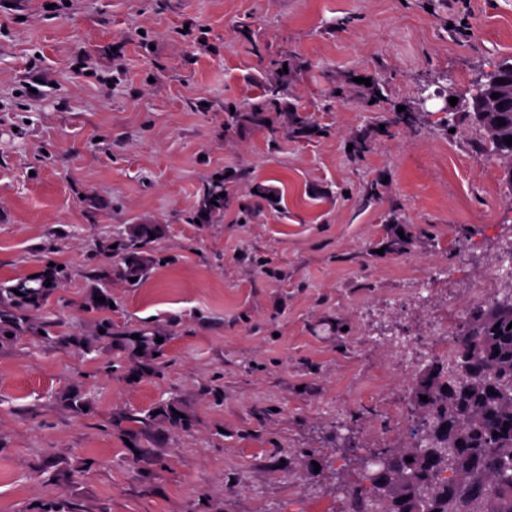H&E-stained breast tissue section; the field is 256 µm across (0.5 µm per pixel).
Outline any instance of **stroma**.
<instances>
[{
  "mask_svg": "<svg viewBox=\"0 0 512 512\" xmlns=\"http://www.w3.org/2000/svg\"><path fill=\"white\" fill-rule=\"evenodd\" d=\"M507 61L512 0H0V286L70 272L0 339V512H353L428 336L512 294V164L464 95ZM284 66L271 126L228 123Z\"/></svg>",
  "mask_w": 512,
  "mask_h": 512,
  "instance_id": "35a3bbf8",
  "label": "stroma"
}]
</instances>
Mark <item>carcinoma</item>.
<instances>
[{
  "instance_id": "1",
  "label": "carcinoma",
  "mask_w": 512,
  "mask_h": 512,
  "mask_svg": "<svg viewBox=\"0 0 512 512\" xmlns=\"http://www.w3.org/2000/svg\"><path fill=\"white\" fill-rule=\"evenodd\" d=\"M288 74L269 90L252 116L280 105ZM494 150L504 151L512 136V112L475 113ZM224 179L212 181L200 202L203 213L223 205ZM216 204H211V201ZM150 261L131 256L123 274L141 278ZM67 277L51 266L35 279L6 289L11 310L0 313V336L27 331L25 310L37 307ZM512 295L488 297L457 323L454 364L433 363L414 386L418 411L411 419L417 445L399 453L378 448V469L368 472L365 506L360 512H512ZM427 396L422 401L420 396ZM411 461H406V458Z\"/></svg>"
}]
</instances>
